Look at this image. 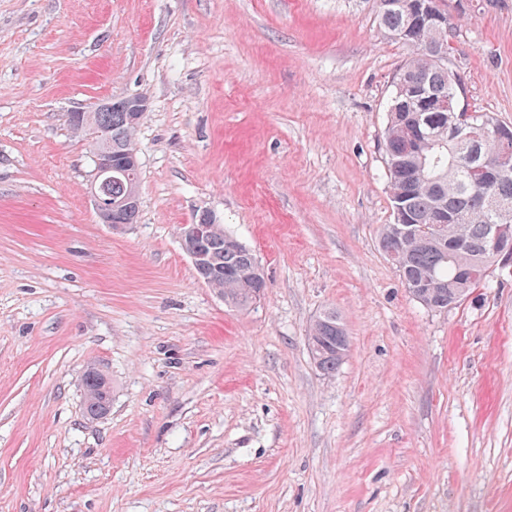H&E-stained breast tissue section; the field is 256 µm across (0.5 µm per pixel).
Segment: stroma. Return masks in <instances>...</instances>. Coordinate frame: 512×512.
I'll return each instance as SVG.
<instances>
[{
	"label": "stroma",
	"instance_id": "1",
	"mask_svg": "<svg viewBox=\"0 0 512 512\" xmlns=\"http://www.w3.org/2000/svg\"><path fill=\"white\" fill-rule=\"evenodd\" d=\"M448 12L465 105L512 125V0ZM406 58L375 0H0V512H512V264L440 313L377 245ZM135 94L115 229L67 116ZM203 211L265 271L250 309L181 248ZM314 321L307 336L308 347L317 368L333 375L342 364L350 347L349 336L335 309H327ZM318 345L314 349L311 345ZM84 407L88 416L103 415L112 406V381L98 368H87L83 376Z\"/></svg>",
	"mask_w": 512,
	"mask_h": 512
}]
</instances>
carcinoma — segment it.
<instances>
[{
    "mask_svg": "<svg viewBox=\"0 0 512 512\" xmlns=\"http://www.w3.org/2000/svg\"><path fill=\"white\" fill-rule=\"evenodd\" d=\"M380 25L394 39L402 38L409 56L393 80L388 106L383 151L389 191L394 206L410 217L412 230L401 231L397 223L382 227L378 245L399 272L409 295L427 309L445 312L448 305L462 304L474 288L499 263L498 257L482 250L495 224L512 225V159L509 172L488 187L472 181V154L482 158L497 156L491 136L499 121L488 114H469L466 138L448 140V113L422 112L420 101L401 93L400 83L422 85L425 95L448 99L460 106V83L448 80V69L437 58L443 46L431 34L417 28L406 8L392 0H377ZM95 124L112 142V159L124 162L125 152L137 147L138 125L129 121L128 111L117 106L110 112H96ZM140 168L132 176L112 182V200L138 193ZM141 201L114 211L122 224L137 222ZM449 216L440 224L435 216ZM233 236L220 224L204 240L213 277L207 287L224 295V303L244 310L253 302V284L264 276L254 264V255L245 246L229 244ZM310 353L319 370L333 375L350 347L349 336L334 309H327L313 323L307 336ZM84 407L88 416L103 415L112 406V381L98 368L86 369L83 376Z\"/></svg>",
    "mask_w": 512,
    "mask_h": 512,
    "instance_id": "carcinoma-1",
    "label": "carcinoma"
}]
</instances>
